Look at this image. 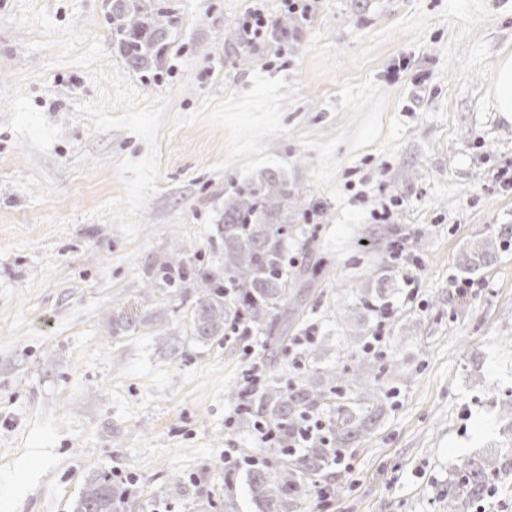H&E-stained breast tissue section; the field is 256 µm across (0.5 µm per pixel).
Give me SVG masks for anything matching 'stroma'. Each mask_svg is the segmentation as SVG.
<instances>
[{
	"label": "stroma",
	"instance_id": "1",
	"mask_svg": "<svg viewBox=\"0 0 512 512\" xmlns=\"http://www.w3.org/2000/svg\"><path fill=\"white\" fill-rule=\"evenodd\" d=\"M149 2L173 25L161 64L140 69L112 44V0H33L57 27L83 23L106 48L97 68L169 98L178 116L221 89H251L255 72L295 84L282 117L291 133L268 141L295 193L302 271L288 305L297 342L274 374L286 383L302 372L307 336L319 365L347 367L359 355L351 333L387 338L384 411L302 512H443L459 462L492 453L493 491L467 512H512V115L491 91L498 58L512 53V0H305L302 15L286 0ZM257 2L263 42L230 40ZM22 13L20 0H0V512H72L104 473L139 512H223L224 452L246 445L226 392L246 386L261 339L195 341L194 290L148 280L177 252H217L214 226L243 176L213 169L222 131L169 122L138 241L91 217L122 191L116 161L147 145L76 110L101 89L82 66L27 52ZM483 245L486 261L465 271ZM319 265L328 273L306 276ZM387 268L395 314L383 322L357 297ZM119 318L132 329H114ZM25 462L38 476L20 494ZM178 475L205 478L206 496L178 489Z\"/></svg>",
	"mask_w": 512,
	"mask_h": 512
}]
</instances>
